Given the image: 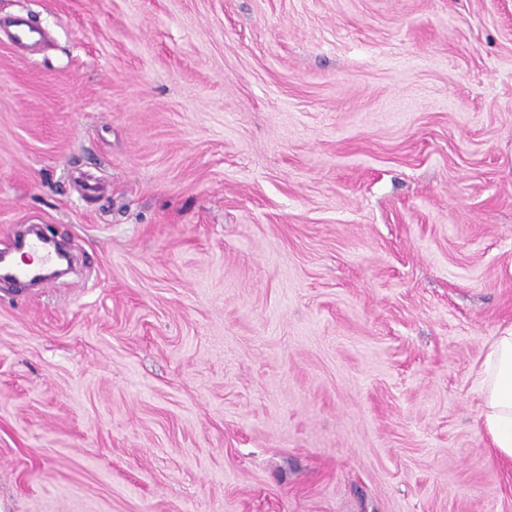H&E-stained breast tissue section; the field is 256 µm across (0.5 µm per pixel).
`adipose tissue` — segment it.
Returning <instances> with one entry per match:
<instances>
[{"label": "adipose tissue", "instance_id": "1", "mask_svg": "<svg viewBox=\"0 0 512 512\" xmlns=\"http://www.w3.org/2000/svg\"><path fill=\"white\" fill-rule=\"evenodd\" d=\"M474 385L482 397L481 419L492 447L512 460V328L493 337L474 373Z\"/></svg>", "mask_w": 512, "mask_h": 512}]
</instances>
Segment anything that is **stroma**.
<instances>
[{
	"mask_svg": "<svg viewBox=\"0 0 512 512\" xmlns=\"http://www.w3.org/2000/svg\"><path fill=\"white\" fill-rule=\"evenodd\" d=\"M0 512H512V0H0ZM473 377L483 401V429L492 448L512 460V328L493 336Z\"/></svg>",
	"mask_w": 512,
	"mask_h": 512,
	"instance_id": "obj_1",
	"label": "stroma"
}]
</instances>
